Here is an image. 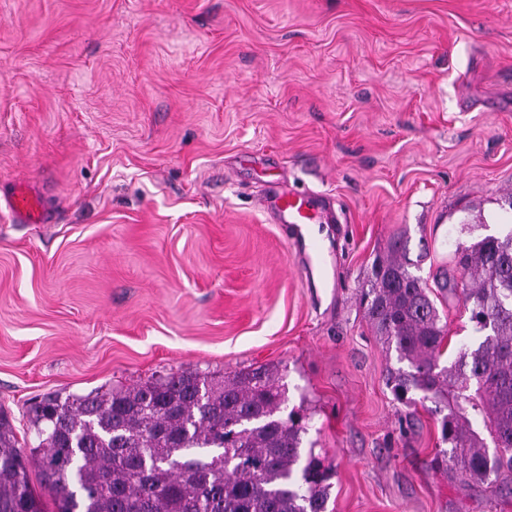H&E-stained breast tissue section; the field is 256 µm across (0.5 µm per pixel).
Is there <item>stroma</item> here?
I'll return each instance as SVG.
<instances>
[{"label": "stroma", "instance_id": "1", "mask_svg": "<svg viewBox=\"0 0 512 512\" xmlns=\"http://www.w3.org/2000/svg\"><path fill=\"white\" fill-rule=\"evenodd\" d=\"M277 185L335 199L322 265ZM511 193L512 0H0V409L29 448L46 394L270 365L327 512H512L437 463L362 305L391 239L435 287ZM437 307L447 365L476 333ZM7 206L20 222L40 223L44 221L45 209L41 199L26 187H15L7 198Z\"/></svg>", "mask_w": 512, "mask_h": 512}]
</instances>
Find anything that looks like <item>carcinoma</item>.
<instances>
[{
  "label": "carcinoma",
  "mask_w": 512,
  "mask_h": 512,
  "mask_svg": "<svg viewBox=\"0 0 512 512\" xmlns=\"http://www.w3.org/2000/svg\"><path fill=\"white\" fill-rule=\"evenodd\" d=\"M454 262L460 279L440 291L461 294L480 336L451 364L440 365L447 323L400 237L375 261L365 317L407 364L388 375L395 398L435 403L450 470L496 489L512 482V228L458 245ZM285 392L277 369L259 366L48 396L30 409L28 451L0 413V512H46L32 466L54 512H327L332 472L302 458L307 426L278 416Z\"/></svg>",
  "instance_id": "obj_1"
}]
</instances>
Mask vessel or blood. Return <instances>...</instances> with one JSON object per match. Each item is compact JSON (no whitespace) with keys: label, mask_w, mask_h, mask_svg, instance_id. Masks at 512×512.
<instances>
[{"label":"vessel or blood","mask_w":512,"mask_h":512,"mask_svg":"<svg viewBox=\"0 0 512 512\" xmlns=\"http://www.w3.org/2000/svg\"><path fill=\"white\" fill-rule=\"evenodd\" d=\"M7 206L21 222L39 223L45 218L40 198L23 186L14 188L7 198ZM263 206L275 223L289 226L293 242L305 246L311 259L318 257L319 251L316 242L306 239L308 226L338 221L332 198L313 191L299 194L272 190L266 193Z\"/></svg>","instance_id":"1"}]
</instances>
